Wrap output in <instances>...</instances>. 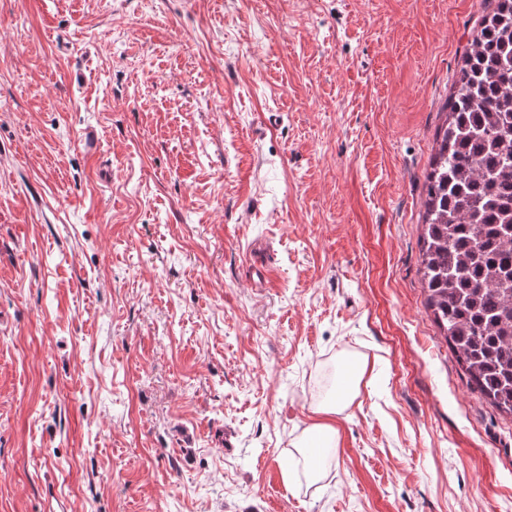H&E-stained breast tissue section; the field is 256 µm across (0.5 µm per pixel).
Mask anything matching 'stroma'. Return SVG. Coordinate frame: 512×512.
I'll return each instance as SVG.
<instances>
[{"instance_id":"stroma-1","label":"stroma","mask_w":512,"mask_h":512,"mask_svg":"<svg viewBox=\"0 0 512 512\" xmlns=\"http://www.w3.org/2000/svg\"><path fill=\"white\" fill-rule=\"evenodd\" d=\"M483 13L0 0V512H512V416L419 273ZM365 373L361 362L345 364L338 382L336 394L318 408L325 415H339L348 408L360 394V385ZM338 430L328 422L314 423L310 428L302 448L299 450L307 465H309L310 478L316 480L320 476V470L312 467L310 461V445L323 443L325 448H333L337 442Z\"/></svg>"}]
</instances>
